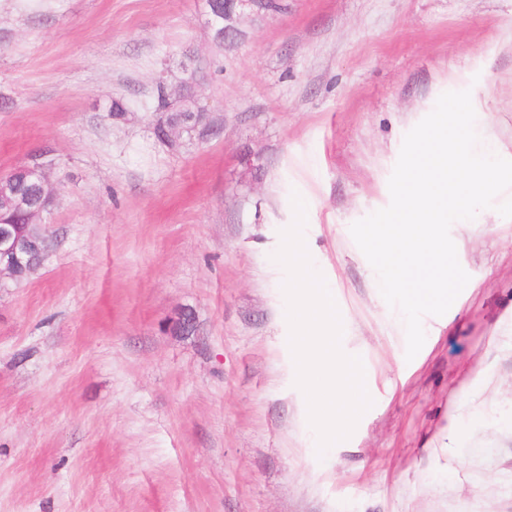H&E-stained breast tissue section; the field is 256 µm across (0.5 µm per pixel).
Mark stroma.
Segmentation results:
<instances>
[{
	"instance_id": "35a3bbf8",
	"label": "stroma",
	"mask_w": 512,
	"mask_h": 512,
	"mask_svg": "<svg viewBox=\"0 0 512 512\" xmlns=\"http://www.w3.org/2000/svg\"><path fill=\"white\" fill-rule=\"evenodd\" d=\"M280 3L219 47L205 0H0V176L40 155L56 191L0 286V512H512V218L453 223L470 280L410 361L350 233L444 92L512 160V0ZM190 54L213 132L167 145L146 104ZM295 191L373 400L322 457L274 259Z\"/></svg>"
}]
</instances>
